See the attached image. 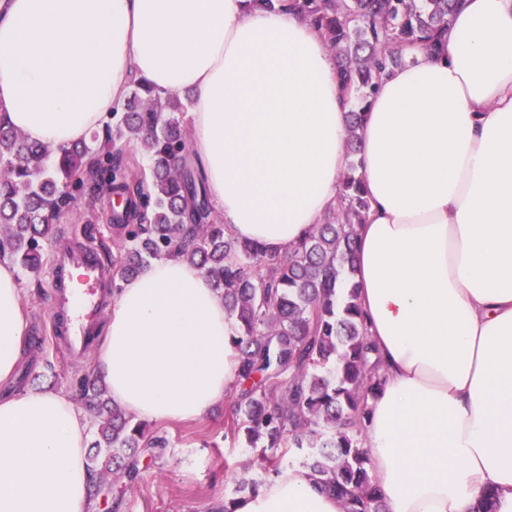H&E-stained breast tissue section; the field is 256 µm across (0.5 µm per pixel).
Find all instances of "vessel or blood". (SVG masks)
<instances>
[{"label": "vessel or blood", "instance_id": "vessel-or-blood-1", "mask_svg": "<svg viewBox=\"0 0 512 512\" xmlns=\"http://www.w3.org/2000/svg\"><path fill=\"white\" fill-rule=\"evenodd\" d=\"M72 240V245L54 248L50 297L55 315L50 330L68 354L83 357L95 345V325L112 280L103 271L97 245L77 233Z\"/></svg>", "mask_w": 512, "mask_h": 512}]
</instances>
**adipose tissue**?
<instances>
[{
	"instance_id": "adipose-tissue-1",
	"label": "adipose tissue",
	"mask_w": 512,
	"mask_h": 512,
	"mask_svg": "<svg viewBox=\"0 0 512 512\" xmlns=\"http://www.w3.org/2000/svg\"><path fill=\"white\" fill-rule=\"evenodd\" d=\"M444 46L408 49L369 100L357 160L371 209L358 303L381 360L363 441L388 512H512V0H461ZM144 79L190 91V156L232 237L284 255L337 204L350 95L317 30L259 0H0V108L52 149L87 140ZM0 258V382L27 321ZM235 334L199 268L122 282L96 372L150 421L234 393ZM89 425L69 397H0V512H84ZM233 512H342L293 467Z\"/></svg>"
}]
</instances>
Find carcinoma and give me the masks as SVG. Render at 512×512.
Instances as JSON below:
<instances>
[{
    "instance_id": "obj_1",
    "label": "carcinoma",
    "mask_w": 512,
    "mask_h": 512,
    "mask_svg": "<svg viewBox=\"0 0 512 512\" xmlns=\"http://www.w3.org/2000/svg\"><path fill=\"white\" fill-rule=\"evenodd\" d=\"M296 9L321 32L334 54L341 83L355 93L349 112L351 161L340 199L323 223L283 256L240 242L214 222L203 174L180 164L187 139L180 114L188 104L162 98L135 80L103 135L62 148L29 143L0 117V256L31 273L40 271L55 220L87 183L119 199L112 208L110 244L100 249L120 278L150 261L174 256L199 267L224 298L236 327L239 390L225 435L245 448L265 450L258 467L279 476L288 455L305 451L301 466L336 494L343 512H386L368 472L363 448L366 404L382 383L376 348L366 336L357 303L356 226L369 210L358 172V129L364 103L385 72L407 62L404 47L439 52L459 0H261ZM136 140L149 157V173L123 159L117 143ZM87 378L78 395L98 425V465L89 466V501H97L101 475L131 480L141 448H165L105 397ZM236 492L252 493L251 467L235 471Z\"/></svg>"
}]
</instances>
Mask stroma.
I'll return each instance as SVG.
<instances>
[{
  "mask_svg": "<svg viewBox=\"0 0 512 512\" xmlns=\"http://www.w3.org/2000/svg\"><path fill=\"white\" fill-rule=\"evenodd\" d=\"M108 202L102 189L77 195L70 208L59 214L57 223L68 228L89 217L98 228H106ZM19 281L27 331L43 333L51 310L48 275L23 273ZM95 364V355L76 358L45 341L40 347L26 348L14 376L0 383V393L31 388L69 396L82 376L94 374ZM234 408L230 399L196 421L149 422L153 434L167 439V448L156 456L142 453L134 481L105 475L109 492L93 512H206L212 504L234 497V469L256 465L260 455L259 450L225 438L224 418Z\"/></svg>",
  "mask_w": 512,
  "mask_h": 512,
  "instance_id": "1",
  "label": "stroma"
}]
</instances>
